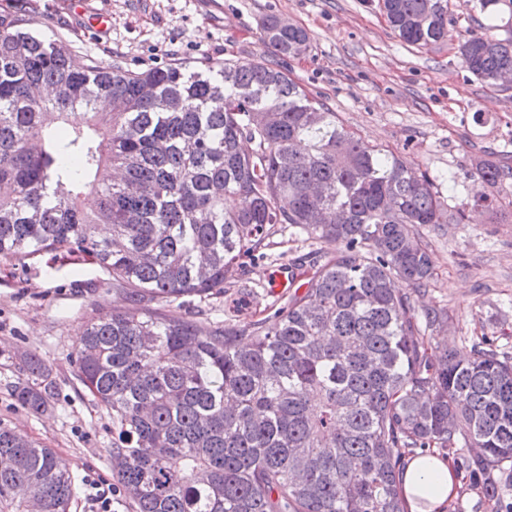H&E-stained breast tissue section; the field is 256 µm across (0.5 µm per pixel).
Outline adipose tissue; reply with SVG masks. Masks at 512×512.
I'll return each mask as SVG.
<instances>
[{"label":"adipose tissue","instance_id":"adipose-tissue-1","mask_svg":"<svg viewBox=\"0 0 512 512\" xmlns=\"http://www.w3.org/2000/svg\"><path fill=\"white\" fill-rule=\"evenodd\" d=\"M461 487L449 457L423 452L408 459L399 474V490L409 512H447Z\"/></svg>","mask_w":512,"mask_h":512}]
</instances>
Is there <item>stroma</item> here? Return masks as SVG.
I'll use <instances>...</instances> for the list:
<instances>
[{
    "label": "stroma",
    "instance_id": "obj_1",
    "mask_svg": "<svg viewBox=\"0 0 512 512\" xmlns=\"http://www.w3.org/2000/svg\"><path fill=\"white\" fill-rule=\"evenodd\" d=\"M0 13L33 20L41 35L73 53L135 72L255 57L262 53L260 25L273 15L305 29L310 48L298 57L271 53L268 61L364 142L400 151L427 171L447 206L465 200L477 159L512 153V89L475 80L455 46L406 45L378 0H0ZM422 236L434 276L413 298L418 309L448 313L447 324L426 331L427 340L465 355L487 335L512 352V220L473 210L466 223L426 226ZM314 249L330 254L337 246L276 229L269 246L242 258L235 274L249 294L232 289L151 308L200 321L272 317L288 296L271 293V273ZM123 304L111 275L90 256L61 250L0 260V424L69 463L71 512H90V481L112 478V416L73 378L78 339L95 311ZM29 353L44 361L55 385L39 415L14 396L27 379L18 362Z\"/></svg>",
    "mask_w": 512,
    "mask_h": 512
}]
</instances>
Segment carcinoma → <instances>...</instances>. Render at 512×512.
Returning a JSON list of instances; mask_svg holds the SVG:
<instances>
[{
  "instance_id": "1",
  "label": "carcinoma",
  "mask_w": 512,
  "mask_h": 512,
  "mask_svg": "<svg viewBox=\"0 0 512 512\" xmlns=\"http://www.w3.org/2000/svg\"><path fill=\"white\" fill-rule=\"evenodd\" d=\"M384 5L405 44L454 43L482 82L512 70V37L492 24L458 31L448 0ZM503 6L512 0L474 4L486 16ZM30 24L0 13V259L82 252L126 293L90 321L76 376L112 413V477L135 512H406L396 478L417 448H471L460 468L504 493L491 473L512 468V356L486 336L467 360L432 348L412 293L434 274L420 228L462 224L468 209L512 216L490 191L512 165L477 160L466 201L449 209L427 173L361 141L262 55L133 72ZM259 42L282 56L309 48L304 29L275 17ZM240 84L258 97L236 101ZM312 182L323 197L304 194ZM277 224L340 249L271 322L206 325L141 306L236 286L238 261ZM424 319L437 328L448 314ZM24 366L16 397L39 414L52 384L36 356ZM4 458L0 512H25L31 496L69 512L70 467L53 449L0 427Z\"/></svg>"
}]
</instances>
